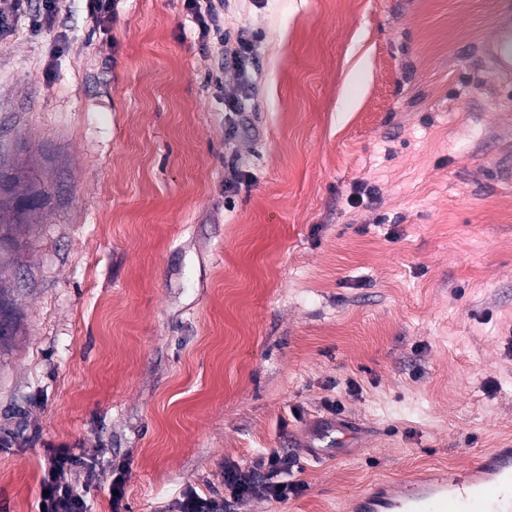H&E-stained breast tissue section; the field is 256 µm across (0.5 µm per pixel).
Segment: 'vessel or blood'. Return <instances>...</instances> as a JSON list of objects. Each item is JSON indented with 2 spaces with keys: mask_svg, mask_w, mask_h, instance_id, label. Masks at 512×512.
Here are the masks:
<instances>
[{
  "mask_svg": "<svg viewBox=\"0 0 512 512\" xmlns=\"http://www.w3.org/2000/svg\"><path fill=\"white\" fill-rule=\"evenodd\" d=\"M495 69L512 78V11L499 15L485 46ZM352 512H512V448L481 457L462 473L404 484H377L358 496Z\"/></svg>",
  "mask_w": 512,
  "mask_h": 512,
  "instance_id": "vessel-or-blood-1",
  "label": "vessel or blood"
}]
</instances>
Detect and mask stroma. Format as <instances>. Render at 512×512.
<instances>
[{
	"mask_svg": "<svg viewBox=\"0 0 512 512\" xmlns=\"http://www.w3.org/2000/svg\"><path fill=\"white\" fill-rule=\"evenodd\" d=\"M503 2L240 0L262 79L235 132L214 80L238 73L183 0L101 24L61 0L37 33L30 0L0 37V158L48 201L10 270L0 512H40L63 444L96 452L69 475L89 512L122 464L126 512L271 452L304 490L229 512H348L512 448V80L483 52ZM329 399L359 435L313 459Z\"/></svg>",
	"mask_w": 512,
	"mask_h": 512,
	"instance_id": "35a3bbf8",
	"label": "stroma"
}]
</instances>
